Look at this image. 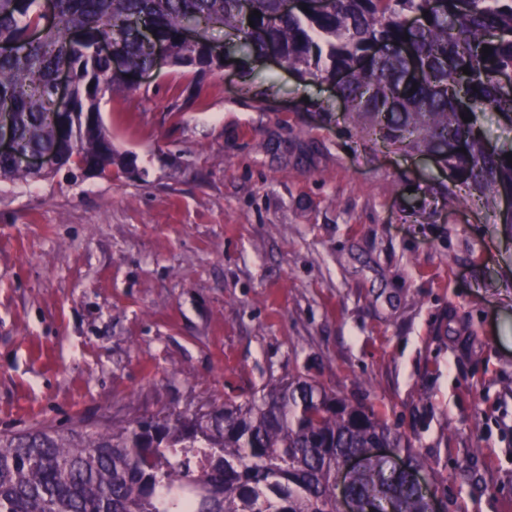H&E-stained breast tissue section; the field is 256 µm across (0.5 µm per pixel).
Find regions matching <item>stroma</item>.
I'll list each match as a JSON object with an SVG mask.
<instances>
[{"label":"stroma","mask_w":512,"mask_h":512,"mask_svg":"<svg viewBox=\"0 0 512 512\" xmlns=\"http://www.w3.org/2000/svg\"><path fill=\"white\" fill-rule=\"evenodd\" d=\"M105 94L111 177L0 187V432L300 375L373 406L447 512H512V228L332 85L257 59Z\"/></svg>","instance_id":"1"}]
</instances>
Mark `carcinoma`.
I'll list each match as a JSON object with an SVG mask.
<instances>
[{"mask_svg": "<svg viewBox=\"0 0 512 512\" xmlns=\"http://www.w3.org/2000/svg\"><path fill=\"white\" fill-rule=\"evenodd\" d=\"M53 2L49 22L41 0H0V43L13 45L0 53V113L22 149L58 152L73 175H112L117 155L99 100L152 66L141 29L168 45L171 66L212 69L222 63L209 34L224 27L250 55L277 48L301 80L334 84L374 142L431 154L448 177L432 191L448 206L463 190L512 225L497 210L512 195V147L488 148L484 128L488 112L512 128V0H298L288 12L283 0H247L261 13L252 27L242 0ZM190 20L193 45L182 40ZM63 66L73 82L60 107L51 90ZM40 178L0 155V184ZM378 443L400 447L373 408L301 378L273 379L206 416L0 433V512H336L343 459ZM349 491L361 512L375 500L428 512L410 473L382 459H368Z\"/></svg>", "mask_w": 512, "mask_h": 512, "instance_id": "carcinoma-1", "label": "carcinoma"}]
</instances>
